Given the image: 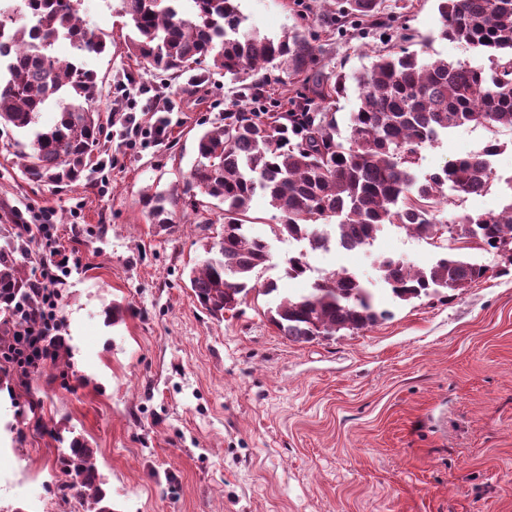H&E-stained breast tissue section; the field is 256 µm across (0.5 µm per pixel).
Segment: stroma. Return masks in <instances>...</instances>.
<instances>
[{"instance_id":"35a3bbf8","label":"stroma","mask_w":512,"mask_h":512,"mask_svg":"<svg viewBox=\"0 0 512 512\" xmlns=\"http://www.w3.org/2000/svg\"><path fill=\"white\" fill-rule=\"evenodd\" d=\"M118 0H81L88 26L112 40L88 55L103 82L99 108L105 170L68 187L27 180L16 133L0 130V224L13 209L53 210L56 244L77 265L62 287L60 329L72 372L37 382L48 431L27 422L29 397L0 384V453L6 476L29 480L48 512L64 504L45 479L72 436L84 437L112 500V512H512V268L499 253L466 250L486 266L479 283L446 296L395 299L380 264L434 263L441 250L392 224L359 250L308 252L305 276H286L300 243L274 236L279 215L256 194L249 230L269 245L259 283L278 293L310 289L347 269L373 291L391 319L358 331L296 342L265 312L278 294L251 292L236 316L218 321L195 300L189 270L221 224H194L175 209L157 232L141 196L170 192L188 178L201 126L225 109L251 108L236 83L215 73L193 87L168 83L129 57ZM437 0H383L429 56L489 67L486 54L440 38ZM244 29L278 37L320 28L322 0H239ZM380 31L359 25L353 39L331 36L326 70L369 67ZM158 94H140L139 82ZM126 91H119V84ZM165 120L166 135L123 144L122 114ZM503 146L495 180L482 196L450 198L441 223L499 213L512 204V129L464 126L421 152L419 173L485 146ZM125 312L109 322L113 305Z\"/></svg>"}]
</instances>
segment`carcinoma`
<instances>
[{"mask_svg": "<svg viewBox=\"0 0 512 512\" xmlns=\"http://www.w3.org/2000/svg\"><path fill=\"white\" fill-rule=\"evenodd\" d=\"M80 0H0V125L21 139L17 156L32 182L69 186L86 177L99 151L103 125L101 90L82 58L102 54L107 34L82 25ZM336 24L351 11L378 28L391 22L381 0H336ZM130 29L127 54L153 70L181 76L191 65L210 61L233 81L255 76L275 64L290 83L300 82L298 102L285 112L227 109L196 137V160L181 191L143 198L159 230L171 229L172 209L182 206L194 223L211 224L213 207H222L224 233L189 274L202 308L217 318L236 313L255 290L253 276L269 261L268 244L249 233L251 201L266 193L280 213L275 234L306 240L311 250L328 248L327 230L315 225L336 220V238L351 250L371 243L379 227L398 224L420 238L442 237L457 244L427 268L385 260L382 272L394 297L410 301L440 290L467 288L487 269L459 252L475 243L494 250L512 266V205L498 214L467 215L448 227L436 218L448 192L458 197L481 191L491 180V162L462 157L418 179L420 150L448 130L464 125L512 128V0H438L439 36L488 54L483 70L466 63L424 57L426 50L384 46L371 65L351 75L318 67L317 36L293 28L277 38L242 31L238 0H120ZM71 42L72 60L53 53L58 38ZM358 89L349 113L348 135L337 113L321 104ZM60 111L51 128L38 126L40 112ZM0 310L38 308V292L17 255L27 251L30 229L1 224ZM307 254L288 258L286 274L308 271ZM269 321L293 341L361 331L389 318L375 295L355 274L342 270L312 285L309 293L283 296L266 310ZM49 366L70 368L64 337H45ZM65 481L61 497L75 491L85 512H112L94 450L80 438L60 459Z\"/></svg>", "mask_w": 512, "mask_h": 512, "instance_id": "carcinoma-1", "label": "carcinoma"}]
</instances>
